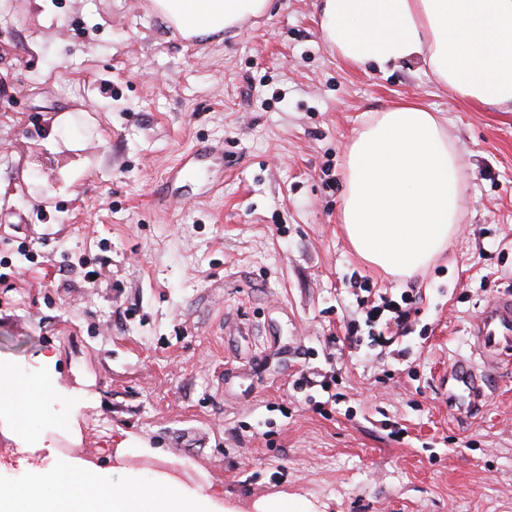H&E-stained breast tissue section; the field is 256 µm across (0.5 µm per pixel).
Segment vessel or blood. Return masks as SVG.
I'll use <instances>...</instances> for the list:
<instances>
[{"label": "vessel or blood", "instance_id": "1", "mask_svg": "<svg viewBox=\"0 0 512 512\" xmlns=\"http://www.w3.org/2000/svg\"><path fill=\"white\" fill-rule=\"evenodd\" d=\"M466 334L469 353L451 360L438 390L450 409L474 414L483 408L488 376L512 354V291H498L469 322Z\"/></svg>", "mask_w": 512, "mask_h": 512}]
</instances>
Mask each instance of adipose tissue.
<instances>
[{
	"label": "adipose tissue",
	"instance_id": "obj_1",
	"mask_svg": "<svg viewBox=\"0 0 512 512\" xmlns=\"http://www.w3.org/2000/svg\"><path fill=\"white\" fill-rule=\"evenodd\" d=\"M270 0H152L155 15L186 40L264 13ZM319 27L341 60L379 70L418 65L438 85L483 107H512V0H321ZM339 220L354 252L384 274L406 278L443 253L462 219L464 176L441 119L399 104L378 113L347 150ZM33 374L0 365V411L23 443L21 477L0 473V512H243L206 492L172 454L154 450L159 469L139 475L100 458L65 456L33 434L46 399L73 408L84 395L60 386L55 356Z\"/></svg>",
	"mask_w": 512,
	"mask_h": 512
}]
</instances>
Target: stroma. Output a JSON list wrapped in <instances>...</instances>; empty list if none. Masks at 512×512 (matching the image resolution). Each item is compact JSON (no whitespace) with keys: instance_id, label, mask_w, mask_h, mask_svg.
Returning <instances> with one entry per match:
<instances>
[{"instance_id":"stroma-1","label":"stroma","mask_w":512,"mask_h":512,"mask_svg":"<svg viewBox=\"0 0 512 512\" xmlns=\"http://www.w3.org/2000/svg\"><path fill=\"white\" fill-rule=\"evenodd\" d=\"M318 6L273 0L186 41L151 0H0V361L30 374L55 353L86 391L60 452L160 448L247 508L512 512V363L481 413L437 390L512 284V110L345 63ZM402 101L442 114L466 191L445 253L394 282L339 206L352 137ZM217 142L223 165L162 205L182 154ZM363 281L415 298L389 347L344 339Z\"/></svg>"}]
</instances>
